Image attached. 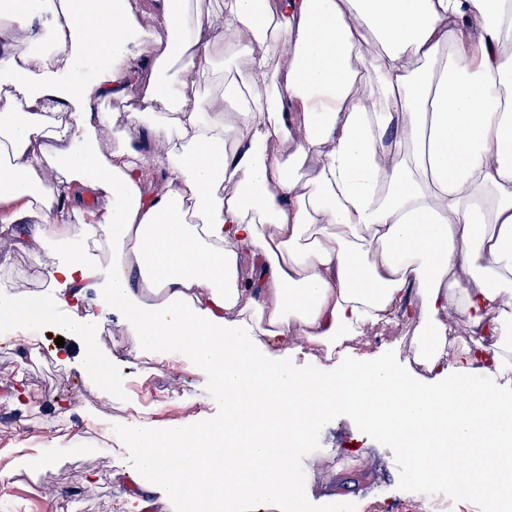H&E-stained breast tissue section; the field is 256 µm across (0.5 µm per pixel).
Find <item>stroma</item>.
Instances as JSON below:
<instances>
[{
    "instance_id": "1",
    "label": "stroma",
    "mask_w": 512,
    "mask_h": 512,
    "mask_svg": "<svg viewBox=\"0 0 512 512\" xmlns=\"http://www.w3.org/2000/svg\"><path fill=\"white\" fill-rule=\"evenodd\" d=\"M11 241L0 240V291L24 285L28 295L49 309L51 283L42 266H20L14 261ZM107 356L106 377L112 394L95 395L96 379L80 361V345L67 335L61 319H53L38 341L36 351L0 340V450L17 447L39 433V423L58 417L72 442L66 448L49 449L52 461L39 465L35 475H20L0 483V505L7 512H125L127 496L141 478L138 462L125 449L100 456L85 450L97 441L101 429L122 431L147 412L156 427L174 420L212 423L223 419V389L207 384L194 366L182 357L155 351L144 357L130 347L115 344L123 329L118 315L104 312L93 326ZM64 346H57V339ZM68 362H60V351ZM20 387L34 397V405L21 407L11 399ZM168 391L164 404L152 403L151 391ZM413 463L406 449L369 431L356 419L339 415L310 429L295 448L291 465L303 480L284 512H446L414 493L407 472ZM334 471L325 483L318 470ZM93 485H86V477Z\"/></svg>"
}]
</instances>
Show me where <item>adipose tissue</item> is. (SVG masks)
<instances>
[{
	"mask_svg": "<svg viewBox=\"0 0 512 512\" xmlns=\"http://www.w3.org/2000/svg\"><path fill=\"white\" fill-rule=\"evenodd\" d=\"M142 15L0 0V239L42 262L88 371L104 365L83 310L96 283L141 355L166 337L226 396L221 421L131 429L128 512L156 494L206 492L222 512L287 500L296 444L341 412L406 448L409 479L464 474L512 512V0H224L217 31L188 0H153L169 40L150 95L169 110L130 119L159 150L122 131L105 154L94 104L139 80ZM229 56L246 70L227 117L197 86L201 60ZM414 294L427 381L352 346ZM26 300L0 292V335L33 350L45 318ZM455 320L471 342L449 338ZM319 347L331 370L289 372ZM178 447L183 472L160 466ZM250 472L264 480L246 491Z\"/></svg>",
	"mask_w": 512,
	"mask_h": 512,
	"instance_id": "ef3b65f1",
	"label": "adipose tissue"
}]
</instances>
